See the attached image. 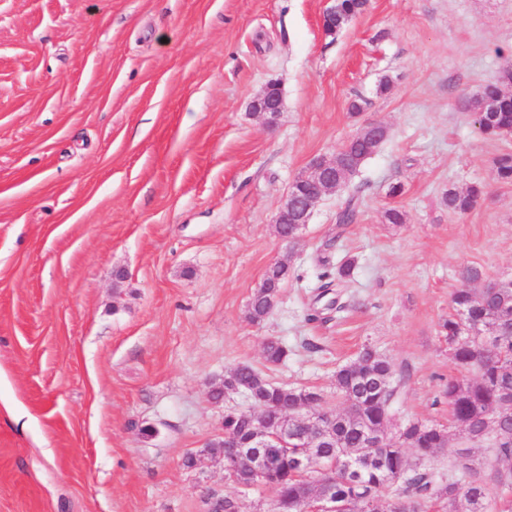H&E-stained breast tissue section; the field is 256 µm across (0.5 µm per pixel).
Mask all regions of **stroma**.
<instances>
[{"label": "stroma", "instance_id": "35a3bbf8", "mask_svg": "<svg viewBox=\"0 0 512 512\" xmlns=\"http://www.w3.org/2000/svg\"><path fill=\"white\" fill-rule=\"evenodd\" d=\"M326 6L0 0V512H205L224 495L273 512L210 449L251 406L210 398L240 363L336 406V370L368 345L405 381L387 436L447 424L458 273L512 278V183L493 176L512 135L485 138L460 107L512 63V0H369L333 35ZM271 81L270 129L249 104ZM370 121L387 139L281 243L292 181ZM473 182L486 196L449 213L444 190ZM390 207L406 223H384ZM346 255L347 310L309 320L320 258ZM278 260L288 280L251 323ZM269 338L285 363H266ZM278 275H275V279ZM267 278L266 273L259 288L252 294L247 305V318L251 323L259 324L263 322L271 313L277 302L281 288L288 279L284 274L281 279Z\"/></svg>", "mask_w": 512, "mask_h": 512}]
</instances>
